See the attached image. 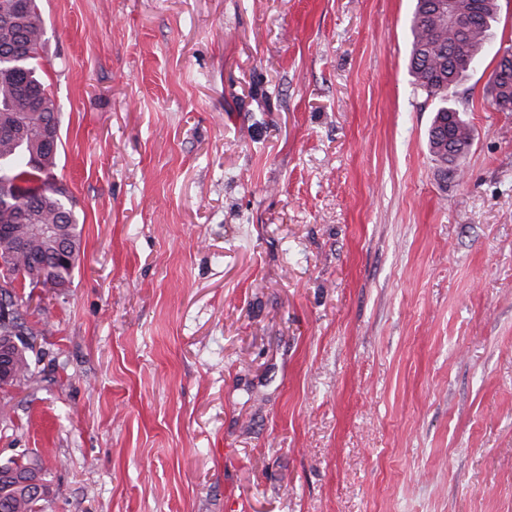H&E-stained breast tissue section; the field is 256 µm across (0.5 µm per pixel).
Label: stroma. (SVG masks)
<instances>
[{"instance_id": "obj_1", "label": "stroma", "mask_w": 512, "mask_h": 512, "mask_svg": "<svg viewBox=\"0 0 512 512\" xmlns=\"http://www.w3.org/2000/svg\"><path fill=\"white\" fill-rule=\"evenodd\" d=\"M83 223L18 289L41 512H512V112L443 178L415 0H37Z\"/></svg>"}]
</instances>
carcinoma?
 <instances>
[{
	"mask_svg": "<svg viewBox=\"0 0 512 512\" xmlns=\"http://www.w3.org/2000/svg\"><path fill=\"white\" fill-rule=\"evenodd\" d=\"M24 23L14 26L0 20V116L25 113L27 137L23 141L0 132V182L30 183L52 176L56 156L45 159L43 167L31 165L30 156L42 130L59 124L58 112L48 86L39 75L43 51L45 19L36 0H25ZM448 8L458 18L476 17L465 30L448 23V13L439 11L434 0H416L410 20L411 48L408 72L415 92L438 99V107L428 133V149L448 176V147L455 145L465 154L472 142V129L463 110L454 102L456 87L466 73L477 65L486 50L489 32L497 21L498 0H450ZM491 108L504 111L512 105V64L500 61L492 70L485 87ZM0 224H58L64 240L74 254L73 264L57 265L45 280L28 275L23 281L31 288L40 285L66 288L82 250L79 216L73 201L65 197L36 198L17 211L0 200ZM34 335L11 340L0 329V343L7 347L13 375L0 381V389L28 379V352L33 350ZM38 477L36 468L11 461L0 465V512H39L40 499L27 482Z\"/></svg>",
	"mask_w": 512,
	"mask_h": 512,
	"instance_id": "obj_1",
	"label": "carcinoma"
}]
</instances>
